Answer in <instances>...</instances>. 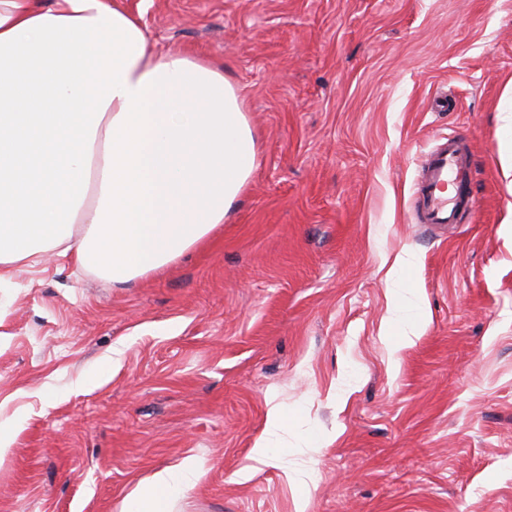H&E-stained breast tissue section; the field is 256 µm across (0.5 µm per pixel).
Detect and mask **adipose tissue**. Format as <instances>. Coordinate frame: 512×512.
Masks as SVG:
<instances>
[{
    "label": "adipose tissue",
    "mask_w": 512,
    "mask_h": 512,
    "mask_svg": "<svg viewBox=\"0 0 512 512\" xmlns=\"http://www.w3.org/2000/svg\"><path fill=\"white\" fill-rule=\"evenodd\" d=\"M256 142L220 67L154 53L118 0H0V282L55 251L115 283L161 272L222 224ZM188 459L121 512H166Z\"/></svg>",
    "instance_id": "ef3b65f1"
}]
</instances>
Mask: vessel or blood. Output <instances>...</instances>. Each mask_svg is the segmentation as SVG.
<instances>
[{
  "label": "vessel or blood",
  "instance_id": "vessel-or-blood-1",
  "mask_svg": "<svg viewBox=\"0 0 512 512\" xmlns=\"http://www.w3.org/2000/svg\"><path fill=\"white\" fill-rule=\"evenodd\" d=\"M413 207L422 224H456L465 212L475 211L469 191L472 169L458 136L451 135L424 155L420 162Z\"/></svg>",
  "mask_w": 512,
  "mask_h": 512
}]
</instances>
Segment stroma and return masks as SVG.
Listing matches in <instances>:
<instances>
[{
    "label": "stroma",
    "instance_id": "35a3bbf8",
    "mask_svg": "<svg viewBox=\"0 0 512 512\" xmlns=\"http://www.w3.org/2000/svg\"><path fill=\"white\" fill-rule=\"evenodd\" d=\"M125 5L155 52L223 67L256 166L162 272L48 254L0 284V512H120L189 457L171 512H512V0ZM451 131L478 208L416 223ZM397 289L426 313L399 350Z\"/></svg>",
    "mask_w": 512,
    "mask_h": 512
}]
</instances>
